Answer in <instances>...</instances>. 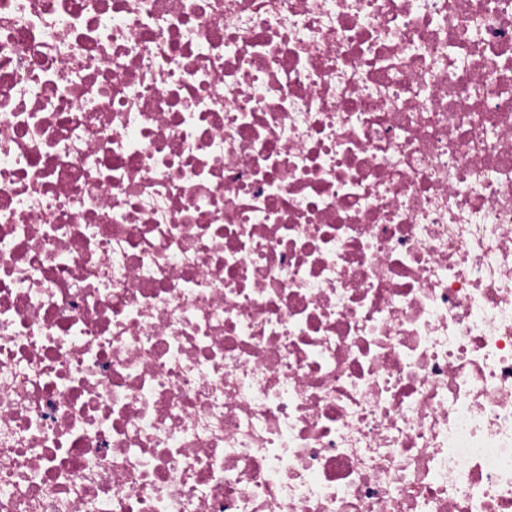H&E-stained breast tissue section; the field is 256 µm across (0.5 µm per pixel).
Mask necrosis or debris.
I'll return each instance as SVG.
<instances>
[{"label":"necrosis or debris","instance_id":"4bbe7bcc","mask_svg":"<svg viewBox=\"0 0 512 512\" xmlns=\"http://www.w3.org/2000/svg\"><path fill=\"white\" fill-rule=\"evenodd\" d=\"M0 512H512V0H0Z\"/></svg>","mask_w":512,"mask_h":512}]
</instances>
